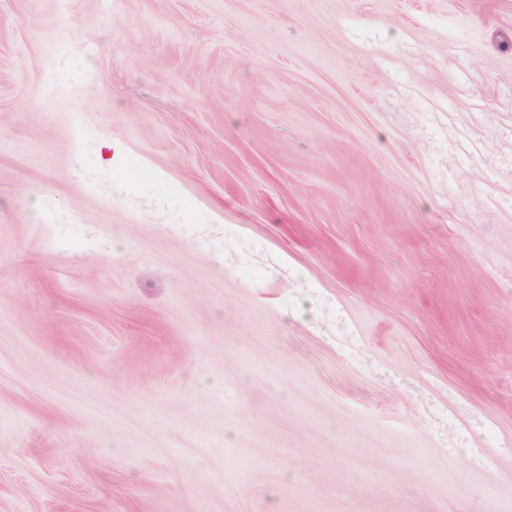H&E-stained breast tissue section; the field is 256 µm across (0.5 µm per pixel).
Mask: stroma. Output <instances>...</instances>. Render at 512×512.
Wrapping results in <instances>:
<instances>
[{
	"label": "stroma",
	"instance_id": "1",
	"mask_svg": "<svg viewBox=\"0 0 512 512\" xmlns=\"http://www.w3.org/2000/svg\"><path fill=\"white\" fill-rule=\"evenodd\" d=\"M0 512H512V0H0Z\"/></svg>",
	"mask_w": 512,
	"mask_h": 512
}]
</instances>
